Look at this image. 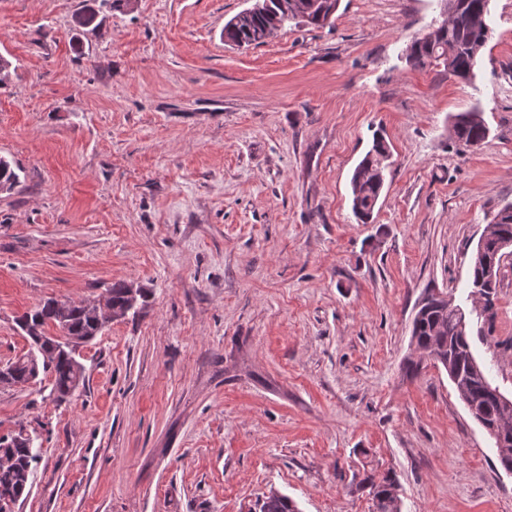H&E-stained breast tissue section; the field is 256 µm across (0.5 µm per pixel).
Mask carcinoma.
Masks as SVG:
<instances>
[{
	"label": "carcinoma",
	"mask_w": 512,
	"mask_h": 512,
	"mask_svg": "<svg viewBox=\"0 0 512 512\" xmlns=\"http://www.w3.org/2000/svg\"><path fill=\"white\" fill-rule=\"evenodd\" d=\"M447 18L430 24L406 48V59L414 69L435 66L448 77L469 79L490 37V28L481 20L484 0H440ZM340 0H269L265 11L249 15L238 14L224 26V40L239 45L260 44L258 37L271 39L290 21L324 27L332 25ZM451 135L467 148L479 146L487 137L489 128L482 112L473 108L454 115ZM390 148L381 134L374 135L371 148L356 165L351 178L352 212L362 224H368L382 194ZM19 183V175L10 161L0 157V188L12 190ZM512 203L504 206L489 222L490 234L486 250L492 252L496 242L512 239ZM137 298L130 296L126 282H115L107 287L101 302L124 315L137 316L145 308L148 295L138 289ZM477 317L494 325L495 289L480 293L473 300ZM61 307L55 299H48L26 311L17 319V325L31 341L32 352L12 363L9 383L27 384L39 376L35 368L52 377L48 397L62 403L74 388L84 383L83 373L72 360L47 341H39L45 327L59 322ZM66 331L69 336L91 337L100 332L97 321L81 303H71L66 309ZM412 339L425 356H441L450 360L454 370L468 375L461 394L475 404L483 417L498 425L496 437L504 443L498 449L500 465L512 470V404L496 395L499 388L492 386L484 370L473 371L467 351L471 344L467 329L461 327L452 298L433 293L429 303L417 311L413 319ZM39 457L38 448L22 439L5 447L0 444V500L27 496L31 487L33 463ZM362 487L369 489L374 512H401L398 484L386 474L375 480L371 474L363 479ZM254 512H296L293 502L274 488L256 501Z\"/></svg>",
	"instance_id": "obj_1"
}]
</instances>
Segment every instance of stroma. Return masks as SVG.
Returning <instances> with one entry per match:
<instances>
[{
	"label": "stroma",
	"instance_id": "35a3bbf8",
	"mask_svg": "<svg viewBox=\"0 0 512 512\" xmlns=\"http://www.w3.org/2000/svg\"><path fill=\"white\" fill-rule=\"evenodd\" d=\"M245 0H0V366L40 301L147 307L81 347L69 401L48 376L0 385V436L40 448L18 512H248L277 489L300 512H371L365 470L401 512H512V473L447 372L418 360L427 290L468 298L484 226L512 202V0L461 81L407 65L440 0H340L237 48ZM88 25H80V18ZM479 108L476 148L449 134ZM392 153L374 221L350 177L376 130ZM493 333L471 330L512 396V268ZM130 288H132L134 294L135 286L133 285ZM130 288H128L127 282H115L107 287L105 294L99 301L105 303L106 308L122 311L124 318L129 314L135 317L145 308L148 295L143 288H140L138 289L139 295L134 301L130 296Z\"/></svg>",
	"mask_w": 512,
	"mask_h": 512
}]
</instances>
